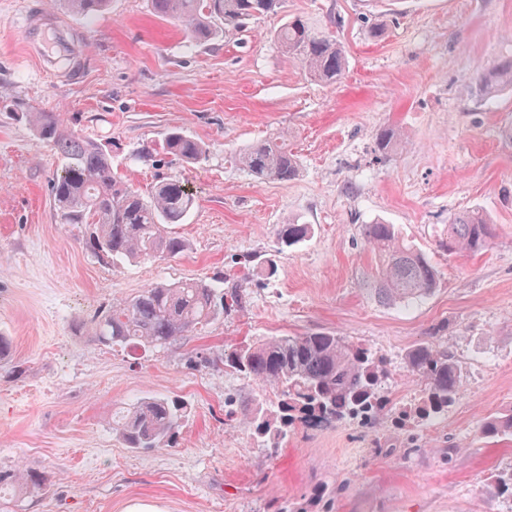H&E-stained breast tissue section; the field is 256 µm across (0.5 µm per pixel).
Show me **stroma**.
Wrapping results in <instances>:
<instances>
[{
	"label": "stroma",
	"mask_w": 512,
	"mask_h": 512,
	"mask_svg": "<svg viewBox=\"0 0 512 512\" xmlns=\"http://www.w3.org/2000/svg\"><path fill=\"white\" fill-rule=\"evenodd\" d=\"M40 0H0V331L22 377L0 375V469L42 471L49 487L15 512H274L302 503L318 482L335 512H512L493 495L512 471V438L480 433L512 407V93L481 101L488 61L512 56V0H284L281 14L198 43L148 0H111L89 20L52 13L84 61L79 81L43 70L24 25ZM327 27L347 68L333 85L312 80L271 40L286 17ZM381 25L379 40L366 31ZM61 113L83 136L109 144L114 170L150 191L178 177L196 205L170 230L187 243L174 259L107 263L84 231L60 223L50 196L57 156L25 114ZM397 126L411 144L381 160L377 130ZM179 129L207 147L204 160L170 168L144 162ZM283 133L300 162L288 183L258 182L238 154ZM479 209L496 226L487 251L450 255L440 232ZM313 235L281 247L278 225ZM396 225L437 265L441 286L421 304L388 308L363 282L375 269L358 228ZM275 263L246 285L243 311L174 346L131 352L74 335L119 299L154 284L242 273L239 254ZM333 331L385 359L392 409L414 405L419 382L406 352L440 339L463 367L457 403L439 421L364 428H296L269 452L241 423L248 403L277 393L212 366L226 346L258 337ZM148 395H176L190 415L177 447L125 448L112 419Z\"/></svg>",
	"instance_id": "1"
}]
</instances>
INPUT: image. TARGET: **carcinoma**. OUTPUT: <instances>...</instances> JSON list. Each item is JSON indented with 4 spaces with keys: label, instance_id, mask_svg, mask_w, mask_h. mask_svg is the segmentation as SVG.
<instances>
[{
    "label": "carcinoma",
    "instance_id": "1",
    "mask_svg": "<svg viewBox=\"0 0 512 512\" xmlns=\"http://www.w3.org/2000/svg\"><path fill=\"white\" fill-rule=\"evenodd\" d=\"M68 12L91 18L103 12L109 0H56ZM158 17L177 22L196 42H209L224 30L237 29L255 17L274 14L281 0H149ZM280 52L297 62L317 82L331 85L346 69L343 48L324 28L304 16L287 18L273 34ZM512 91V59L485 66L477 76L476 91L487 101ZM37 140L51 148L61 165L51 179L54 210L62 224H82L84 243L96 257L112 262L175 258L187 247L184 239L167 231L181 224L195 206L194 195L176 177L158 181L148 193L133 189L112 170V153L104 144L83 137L64 125L55 112H28ZM406 144L401 128L381 130L376 151L388 158ZM176 163H196L206 154L204 143L173 130L162 147ZM240 166L257 181L288 183L297 178L296 154L281 138L249 145L239 153ZM313 233V225L296 219L277 226L284 247L295 246ZM494 224L476 210L455 215L444 226L440 247L450 254H479L487 250ZM361 243L378 259L365 287L383 306L407 308L437 290L441 275L425 252L402 238L393 224L360 225ZM246 275L270 279L277 268L250 254L238 259ZM243 281L222 273L207 280L157 284L138 295L119 300L89 321L72 325L74 334L88 336L103 346L161 349L179 343L197 328L243 310ZM12 340L0 334V371L21 373L13 362ZM207 363L258 379L280 390L277 403H257L242 412L250 433L275 451L297 426L318 428L357 420L371 424L389 412L383 391L387 370L371 350L334 332L301 336L255 338L224 349ZM408 376L420 382L422 394L408 416L431 422L448 413L459 399L463 369L447 348L427 342L408 351ZM188 406L176 396H149L122 413L116 431L128 448H174ZM486 438L512 437V408L489 416L480 428ZM11 486L32 496L47 488L46 477L34 470H0V489ZM334 491L322 484L311 492L306 506L277 505L275 512H333Z\"/></svg>",
    "mask_w": 512,
    "mask_h": 512
}]
</instances>
